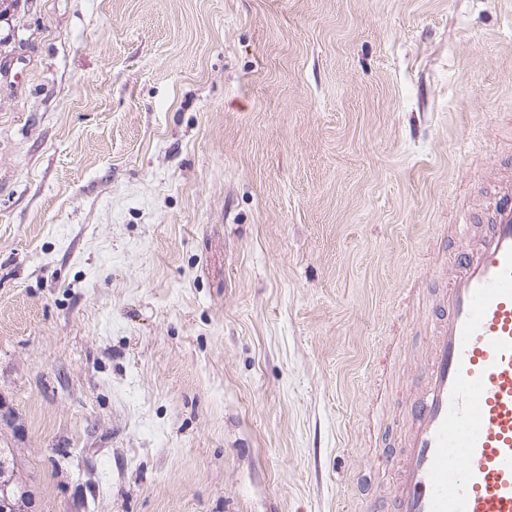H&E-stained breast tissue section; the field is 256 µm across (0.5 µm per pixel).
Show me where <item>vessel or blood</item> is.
<instances>
[{
	"mask_svg": "<svg viewBox=\"0 0 512 512\" xmlns=\"http://www.w3.org/2000/svg\"><path fill=\"white\" fill-rule=\"evenodd\" d=\"M439 231L463 245L430 309L403 446L381 461L390 512H512V194L494 196L479 240L463 219Z\"/></svg>",
	"mask_w": 512,
	"mask_h": 512,
	"instance_id": "1",
	"label": "vessel or blood"
}]
</instances>
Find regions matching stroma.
<instances>
[{"mask_svg": "<svg viewBox=\"0 0 512 512\" xmlns=\"http://www.w3.org/2000/svg\"><path fill=\"white\" fill-rule=\"evenodd\" d=\"M5 7L0 448L31 512H385L423 258L458 204L487 232L512 166V0Z\"/></svg>", "mask_w": 512, "mask_h": 512, "instance_id": "35a3bbf8", "label": "stroma"}]
</instances>
